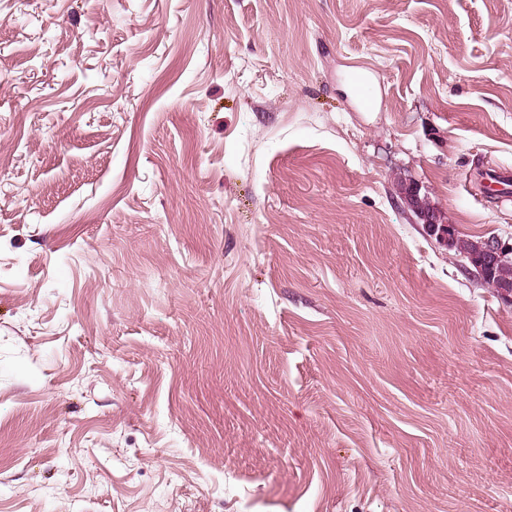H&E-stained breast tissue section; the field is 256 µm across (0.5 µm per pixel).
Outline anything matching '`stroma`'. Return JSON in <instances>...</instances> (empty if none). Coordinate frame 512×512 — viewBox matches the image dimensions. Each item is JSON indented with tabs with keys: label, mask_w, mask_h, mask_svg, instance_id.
<instances>
[{
	"label": "stroma",
	"mask_w": 512,
	"mask_h": 512,
	"mask_svg": "<svg viewBox=\"0 0 512 512\" xmlns=\"http://www.w3.org/2000/svg\"><path fill=\"white\" fill-rule=\"evenodd\" d=\"M485 166L512 0H0V512H512ZM400 195L409 208L417 216L420 224H423L426 234L435 239V241L449 248V250L457 252L467 260L468 254L471 252L474 243L478 242L477 250L473 255H469L468 263L484 270H495V268L512 260V243L502 241L500 238L493 236L486 239L472 240L466 236L458 234L459 230L455 224H448L442 214L435 207L431 206L429 210L420 209L419 188L415 183H404L400 187ZM458 235V236H457Z\"/></svg>",
	"instance_id": "stroma-1"
}]
</instances>
